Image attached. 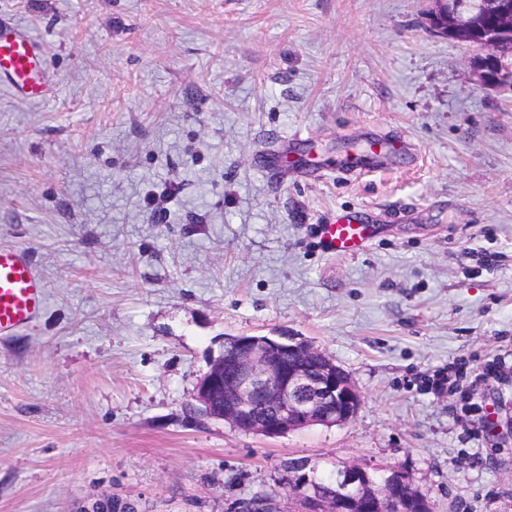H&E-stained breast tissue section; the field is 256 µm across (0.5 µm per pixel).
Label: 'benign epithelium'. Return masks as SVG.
<instances>
[{"instance_id":"7a95c632","label":"benign epithelium","mask_w":512,"mask_h":512,"mask_svg":"<svg viewBox=\"0 0 512 512\" xmlns=\"http://www.w3.org/2000/svg\"><path fill=\"white\" fill-rule=\"evenodd\" d=\"M427 25L436 35L456 28L458 40L479 46L497 58L485 68L504 66L499 46L512 33V3L482 0L480 10L495 24L482 27L464 0H431ZM238 354L214 360L200 378L195 399L208 416L222 419L241 433L269 437L313 425H339L357 412L360 396L347 373L322 350L294 336H235ZM334 488L323 490L302 473L288 481V491L303 512H430L427 499L414 493L405 473L389 470L384 487L375 489L374 469L359 463L337 468ZM233 512H272L267 498L238 503Z\"/></svg>"}]
</instances>
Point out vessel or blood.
Instances as JSON below:
<instances>
[{
	"label": "vessel or blood",
	"instance_id": "obj_1",
	"mask_svg": "<svg viewBox=\"0 0 512 512\" xmlns=\"http://www.w3.org/2000/svg\"><path fill=\"white\" fill-rule=\"evenodd\" d=\"M0 83L26 103H44L57 93L56 79L40 43L16 23L0 22ZM374 233V225L358 212L337 215L321 228L326 251L336 257L359 255ZM44 288L24 250L0 246V336L36 322L45 307Z\"/></svg>",
	"mask_w": 512,
	"mask_h": 512
}]
</instances>
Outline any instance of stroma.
<instances>
[{"label": "stroma", "instance_id": "obj_1", "mask_svg": "<svg viewBox=\"0 0 512 512\" xmlns=\"http://www.w3.org/2000/svg\"><path fill=\"white\" fill-rule=\"evenodd\" d=\"M429 0H0L59 91L0 89V246L47 306L0 336V512H298L288 465L403 470L432 512H512V86L431 34ZM307 134L304 142L295 133ZM412 152L350 175L378 134ZM287 158L267 173V153ZM305 158L321 176H296ZM369 209L364 253L320 224ZM326 352L356 415L278 437L204 415L230 336ZM460 366L456 395L424 380Z\"/></svg>", "mask_w": 512, "mask_h": 512}]
</instances>
